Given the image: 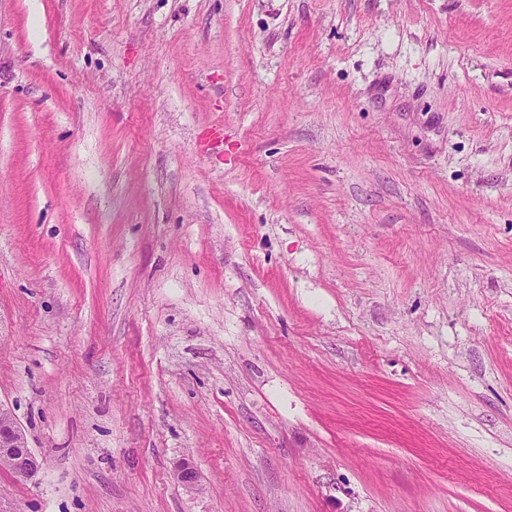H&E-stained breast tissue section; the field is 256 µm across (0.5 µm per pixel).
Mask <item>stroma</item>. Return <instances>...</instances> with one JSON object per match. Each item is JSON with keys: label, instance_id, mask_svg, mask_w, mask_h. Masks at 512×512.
I'll list each match as a JSON object with an SVG mask.
<instances>
[{"label": "stroma", "instance_id": "1", "mask_svg": "<svg viewBox=\"0 0 512 512\" xmlns=\"http://www.w3.org/2000/svg\"><path fill=\"white\" fill-rule=\"evenodd\" d=\"M0 405V512H512V0H0ZM0 461L21 479L33 477L39 462L12 415L0 405Z\"/></svg>", "mask_w": 512, "mask_h": 512}]
</instances>
